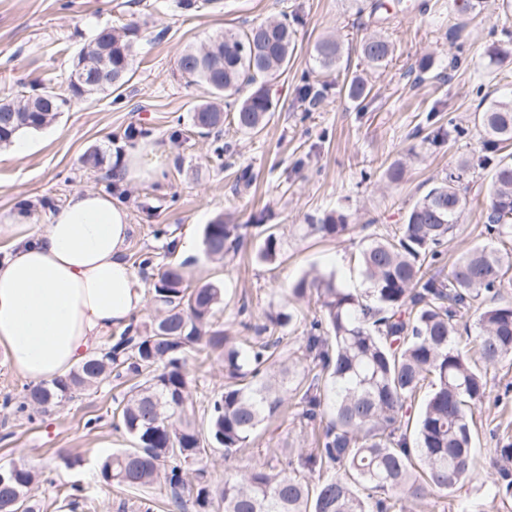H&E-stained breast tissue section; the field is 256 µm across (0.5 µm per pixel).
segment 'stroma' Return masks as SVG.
I'll use <instances>...</instances> for the list:
<instances>
[{"label":"stroma","instance_id":"35a3bbf8","mask_svg":"<svg viewBox=\"0 0 512 512\" xmlns=\"http://www.w3.org/2000/svg\"><path fill=\"white\" fill-rule=\"evenodd\" d=\"M211 0L187 10L179 0H0V92L30 95L50 85L65 92L73 60L103 26L135 21L141 26L131 81L121 93L105 92L75 102L50 125L32 132L25 154L0 146V213L25 210L32 227L49 223L76 190H95L121 200L130 212L132 230L125 258L144 285L153 270L187 261L191 286H224V331L244 336L243 322L263 323L281 309L288 288L308 273L335 274L348 288H363L355 257L364 238L401 223L412 202L463 159L484 154L483 135L475 120L481 99L512 92V6L485 0L481 13L459 41L448 39L456 16L452 0ZM288 21L296 31L292 60L274 84L276 111L266 128L250 135L225 124L221 133L199 135L191 127L189 108L206 94L175 70L179 53L206 43L216 32L239 30L265 20ZM378 33L393 41L387 63L370 66L359 53L360 40ZM335 35L344 48L347 70L322 75L314 86L317 104L301 101L302 78L315 68L314 46ZM498 46L507 55L490 63ZM467 62L449 71L452 56ZM367 78L372 98L356 107L345 92V76ZM444 128V141L424 138ZM100 151L103 163L84 164ZM139 152L138 180L120 175L123 157ZM409 158L406 182L386 186L384 170ZM161 178H153V167ZM249 172L250 189L239 188L236 175ZM486 173L469 175L464 184L466 209L457 236L440 265L450 272L454 261L485 240L482 211ZM343 209L351 229L340 240L304 239L298 224L319 223L323 215ZM246 225L248 245L223 260L209 258L202 245L206 224L216 219ZM276 226L284 263L270 268L257 257L261 232ZM152 270H140L143 257ZM194 389L188 402L198 426H205L207 400L224 382V362L187 352ZM490 397L474 415L476 476L460 493L436 490L418 503L419 512H512V499L491 493L497 448L512 442V360L487 371ZM24 379L0 350V464L23 460L40 476L41 512H140L144 490L101 481L97 464L124 438L113 413L129 384L115 380L26 419L15 415ZM295 406L267 423L251 447L232 457L216 450L207 461L213 480L242 474L276 449L285 463L298 464L310 448L313 428L303 426ZM87 487L86 505L72 508L71 484Z\"/></svg>","mask_w":512,"mask_h":512}]
</instances>
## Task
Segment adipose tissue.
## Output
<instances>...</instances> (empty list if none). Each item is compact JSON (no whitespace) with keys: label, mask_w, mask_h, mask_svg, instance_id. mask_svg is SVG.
I'll return each instance as SVG.
<instances>
[{"label":"adipose tissue","mask_w":512,"mask_h":512,"mask_svg":"<svg viewBox=\"0 0 512 512\" xmlns=\"http://www.w3.org/2000/svg\"><path fill=\"white\" fill-rule=\"evenodd\" d=\"M0 230L14 237L0 261V349L30 383L63 376L143 311L146 289L124 258L128 211L111 195L78 191L39 229L16 212Z\"/></svg>","instance_id":"obj_1"}]
</instances>
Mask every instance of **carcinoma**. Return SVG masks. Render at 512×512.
<instances>
[{
  "mask_svg": "<svg viewBox=\"0 0 512 512\" xmlns=\"http://www.w3.org/2000/svg\"><path fill=\"white\" fill-rule=\"evenodd\" d=\"M483 0H454L457 40ZM296 31L287 21L264 20L242 30H224L177 57L180 75L203 84L210 100L190 109L192 125L221 132L224 109L247 134L260 133L276 106L268 85L288 69ZM139 27L104 26L94 40L111 49L112 73L101 74L99 58L81 52L67 77V94L45 87L39 93L0 99V145L22 130L52 123L72 101L119 90L132 78ZM320 72L340 70L341 43L332 36L314 47ZM360 52L373 66L387 61L393 44L373 35ZM347 96L363 107L371 89L353 76ZM477 122L492 152L512 144V96L490 102ZM492 167L485 226L492 241L463 253L443 276L436 269L443 248L456 236L466 201L459 184L472 170ZM241 225L218 219L205 226V254L225 258L244 246ZM349 217L332 211L302 236L341 239ZM512 241V155H487L461 162L406 211L385 237L365 240L358 264L370 288L359 293L335 275L316 273L291 288L295 298L315 297V314L298 348L283 357L277 329L293 315L279 311L254 325L256 336L236 343L220 323L224 292L217 283L192 288L186 262L170 264L153 284L161 316L128 328L99 355L81 361L50 383L25 387L14 413L28 415L97 389L112 379L133 380L118 403L120 425L132 447L99 465L103 482L128 489L159 485L173 504L191 501L194 512H409L408 502L427 489L454 493L473 480V418L489 397L486 369L512 359V301L499 299L512 263L494 241ZM280 237L268 229L258 258L280 262ZM478 331L471 334L474 305ZM199 345L224 358V386L208 400L207 431L201 433L188 408L193 379L185 350ZM296 417L322 425L315 446L301 455V471L281 466L277 455L245 474L208 477L203 466L212 451L230 457L252 445L265 422L281 412L288 395ZM0 484V512H40L31 494L37 474L11 462ZM491 492L512 497V443L499 449ZM379 495L362 497L358 487Z\"/></svg>",
  "mask_w": 512,
  "mask_h": 512,
  "instance_id": "obj_1",
  "label": "carcinoma"
}]
</instances>
